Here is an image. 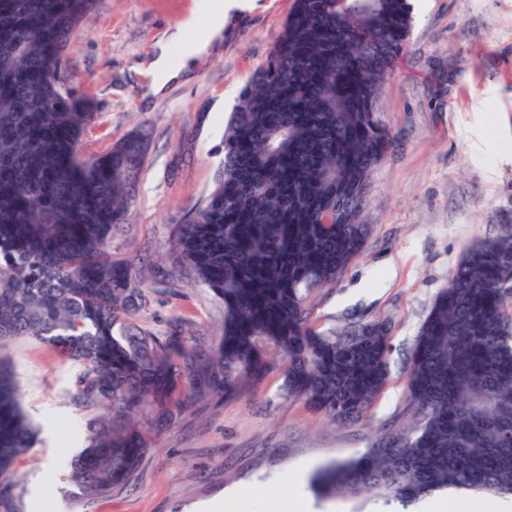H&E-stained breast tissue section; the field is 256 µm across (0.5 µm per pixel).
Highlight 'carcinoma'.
<instances>
[{"label":"carcinoma","instance_id":"obj_1","mask_svg":"<svg viewBox=\"0 0 512 512\" xmlns=\"http://www.w3.org/2000/svg\"><path fill=\"white\" fill-rule=\"evenodd\" d=\"M97 0H0V345L28 336L80 366L78 398L110 420L71 479L95 500L127 484L149 444L127 422L162 415L197 364L178 320L140 327L143 280L112 256L146 157L133 133L77 156L93 114L49 72ZM409 0H294L267 61L224 126V165L204 205L167 243L222 308L204 367L224 397L269 372L287 396L337 424L361 421L387 384L383 322L317 329L308 298L336 283L367 242L357 221L392 141L378 95L406 47ZM512 226L468 246L409 354L414 426L317 468L322 497L372 493L403 508L434 492L512 495ZM35 430L0 358V512L21 494L17 459Z\"/></svg>","mask_w":512,"mask_h":512}]
</instances>
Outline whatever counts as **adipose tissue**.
Masks as SVG:
<instances>
[{
    "mask_svg": "<svg viewBox=\"0 0 512 512\" xmlns=\"http://www.w3.org/2000/svg\"><path fill=\"white\" fill-rule=\"evenodd\" d=\"M242 6L243 0H211L205 8L191 12L169 32L166 39L159 41L144 63L154 77V91H161L173 79L189 76L192 59L204 51L206 45L189 40L188 34L192 29L205 26L207 43L219 41L224 34L225 17Z\"/></svg>",
    "mask_w": 512,
    "mask_h": 512,
    "instance_id": "adipose-tissue-1",
    "label": "adipose tissue"
}]
</instances>
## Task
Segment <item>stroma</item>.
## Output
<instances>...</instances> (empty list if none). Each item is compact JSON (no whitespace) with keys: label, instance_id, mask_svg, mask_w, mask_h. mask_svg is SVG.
<instances>
[{"label":"stroma","instance_id":"stroma-1","mask_svg":"<svg viewBox=\"0 0 512 512\" xmlns=\"http://www.w3.org/2000/svg\"><path fill=\"white\" fill-rule=\"evenodd\" d=\"M200 0H98L70 38L63 70L75 95L91 100L84 155L107 152L127 135L147 141L137 197L114 256L149 278L138 322L155 333L184 320L192 346L208 351L224 329L205 288L167 287L160 256L171 228L194 216L224 163V122L239 91L265 63L293 0H257L229 18L224 37L192 62L187 80L149 94L139 65ZM412 27L402 58L382 84L381 120L394 140L374 168L358 221L371 233L361 256L311 301L317 325H391L390 380L367 417L329 423L286 398L279 372L241 397L208 389L201 371L185 372L165 419L147 412L137 428L150 443L131 480L102 499L84 498L68 471L43 498L33 477L64 451L79 455L108 417L77 398L78 368L53 347L20 336L0 349L15 367L23 404L40 427L17 462L26 492L16 512H200L232 489L241 512H284L303 493L312 512H381L382 502L318 496L320 465L368 448L383 430L408 429L407 358L465 246L512 224V0H411Z\"/></svg>","mask_w":512,"mask_h":512}]
</instances>
